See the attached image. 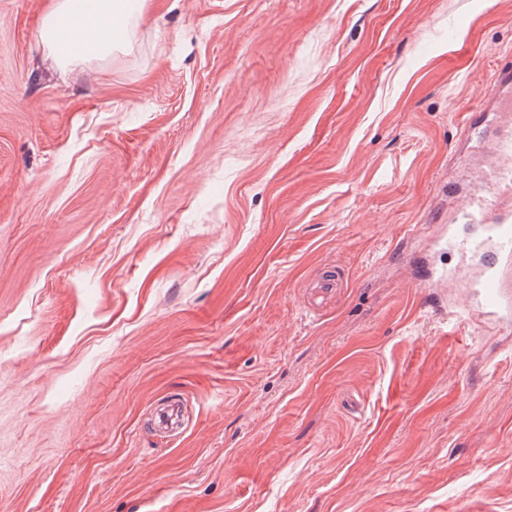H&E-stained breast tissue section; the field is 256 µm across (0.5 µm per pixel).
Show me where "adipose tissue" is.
I'll use <instances>...</instances> for the list:
<instances>
[{
	"label": "adipose tissue",
	"mask_w": 512,
	"mask_h": 512,
	"mask_svg": "<svg viewBox=\"0 0 512 512\" xmlns=\"http://www.w3.org/2000/svg\"><path fill=\"white\" fill-rule=\"evenodd\" d=\"M153 0H48L39 39L55 60L73 64L111 57L130 44V22L146 14Z\"/></svg>",
	"instance_id": "ef3b65f1"
}]
</instances>
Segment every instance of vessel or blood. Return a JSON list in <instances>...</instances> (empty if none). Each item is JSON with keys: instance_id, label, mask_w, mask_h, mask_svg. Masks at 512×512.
<instances>
[{"instance_id": "obj_1", "label": "vessel or blood", "mask_w": 512, "mask_h": 512, "mask_svg": "<svg viewBox=\"0 0 512 512\" xmlns=\"http://www.w3.org/2000/svg\"><path fill=\"white\" fill-rule=\"evenodd\" d=\"M490 113L512 114V66L494 73ZM496 160L482 175V188L462 194L461 223L476 227L475 234L443 232L437 243L448 253L472 258L473 272L462 283L464 313L468 319L499 327L512 326V125L502 124L495 142Z\"/></svg>"}]
</instances>
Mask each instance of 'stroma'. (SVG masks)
Here are the masks:
<instances>
[{"mask_svg":"<svg viewBox=\"0 0 512 512\" xmlns=\"http://www.w3.org/2000/svg\"><path fill=\"white\" fill-rule=\"evenodd\" d=\"M46 6L0 0V512H512V331L403 287L512 0H163L70 65Z\"/></svg>","mask_w":512,"mask_h":512,"instance_id":"stroma-1","label":"stroma"}]
</instances>
